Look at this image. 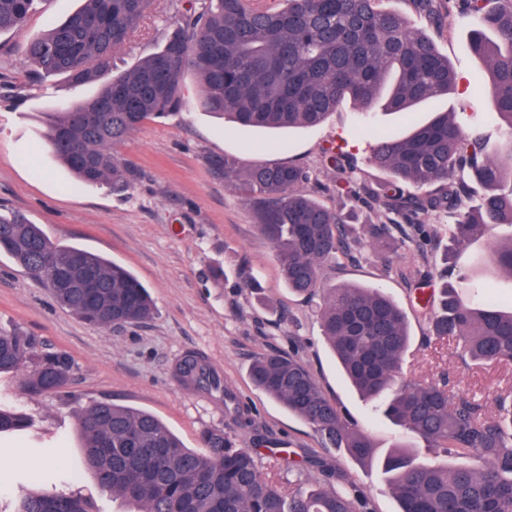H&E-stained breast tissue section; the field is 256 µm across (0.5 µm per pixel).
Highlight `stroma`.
Returning <instances> with one entry per match:
<instances>
[{
    "instance_id": "stroma-1",
    "label": "stroma",
    "mask_w": 512,
    "mask_h": 512,
    "mask_svg": "<svg viewBox=\"0 0 512 512\" xmlns=\"http://www.w3.org/2000/svg\"><path fill=\"white\" fill-rule=\"evenodd\" d=\"M79 5L80 0H39L22 30L0 35V208L24 212L52 241L88 249L130 269L148 288L157 313L146 323L125 328L90 327L61 308L44 283L0 253V328L20 326L37 337L41 350L62 352L71 360L70 381L57 393L32 396L20 388L18 375L0 374V400L36 422L34 432L0 445V460L44 439L51 451L48 469L72 475L64 492L91 500L95 512H117L111 494L81 467L77 430L81 412L109 401L154 414L190 448L198 447L207 428L224 429L248 447L255 433H262L266 443L256 447L262 472L273 469L282 480L292 481L296 474L291 464L303 462L306 480H319L322 472L308 462L323 458L366 491L375 512H397L377 459L399 442L422 453V441L377 418L371 403L347 384L320 332L313 304L289 292L273 248L259 231L253 205L214 178L207 164L214 155L233 157L243 167L298 164L316 174L320 201L345 207L322 165L328 144L340 145L370 179L386 177L369 164L367 141L356 132V106L347 100L319 125L269 131L202 111L192 85L182 112L144 122L114 146V153L135 172L127 191L76 182L54 158L45 134L61 107L86 100L96 88L73 85L62 75L36 84L21 47ZM200 5L201 0H150L138 26L115 52L114 72L155 52L183 16ZM472 26L471 20L452 16L444 28L429 30L457 75L449 103L482 116L491 109L490 82L485 65L469 50ZM352 207L356 218L349 229L357 260L324 269V286L379 288L399 305L413 336L405 377H444L449 391H469L489 405L497 394L512 390V363L463 369L451 346L427 338L415 285L428 283L447 237L435 238L424 257L415 248L391 243L378 252L367 227L379 223L380 215L358 203ZM383 251L393 256V272L382 270ZM249 276L258 280V288L243 287ZM292 345L326 395L359 428L371 432L377 444L372 459L359 462L344 450L320 447L308 425L252 384L249 366L256 356ZM196 353L205 355L240 398L255 430L237 427L225 415L223 402L182 380L180 363Z\"/></svg>"
}]
</instances>
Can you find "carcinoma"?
Segmentation results:
<instances>
[{"label":"carcinoma","mask_w":512,"mask_h":512,"mask_svg":"<svg viewBox=\"0 0 512 512\" xmlns=\"http://www.w3.org/2000/svg\"><path fill=\"white\" fill-rule=\"evenodd\" d=\"M37 0H0V34L22 29ZM280 9H259L248 0H204L186 15L162 47L124 72L112 74V52L144 15L148 0H83L64 21L28 39L24 59L36 81L64 75L74 85H97L95 95L63 108L47 138L56 158L81 182L129 187L132 169L110 152L148 119H164L185 104L184 77L199 85L205 112L267 129L315 126L345 100L360 113L359 133L369 142V162L388 179L374 184L347 163L340 148L323 151L334 173L336 197L380 213L370 224L378 243L424 244L440 234L466 248L483 241L472 266L444 254L439 284L428 300V338L453 344L464 368L512 360V303L475 277L495 271L512 281V0H448L460 18L475 20L471 53L489 71L492 122L505 143L491 144L486 121L467 124L465 108L434 112L406 136L370 122L368 109L384 99L390 112L437 103L451 94L456 75L434 40L413 28L389 0H282ZM433 22L442 18L437 0H408ZM211 173L256 205L258 227L276 253L292 292L318 300L316 316L353 387L380 416L425 443L421 461L404 443L380 461L399 512H512V392L498 395L489 414L474 395L448 393L447 381L401 378L411 336L403 311L378 288L321 287V271L354 257L344 214L321 203L300 165L269 163L247 169L214 156ZM440 219L430 223V217ZM0 252L34 278L49 284L56 302L83 322L102 329L144 322L155 314L145 286L123 265L86 249L52 242L24 215L0 211ZM67 267L90 269L97 287L91 302L52 285ZM20 376L31 395L63 389L70 360L38 350L20 329L0 330V374ZM183 377L224 401L241 427L251 420L224 382L195 358ZM252 383L308 424L325 448L345 449L359 460L376 448L292 352L269 351L250 366ZM34 419L0 404V438L27 432ZM82 462L102 490L132 512H374L371 498L353 481L286 486L263 476L252 448L239 446L222 429L200 436V448L183 445L156 416L99 402L78 419ZM466 463L450 466L448 460ZM71 475L34 470L24 477L9 512H94L75 494L43 491Z\"/></svg>","instance_id":"1"}]
</instances>
